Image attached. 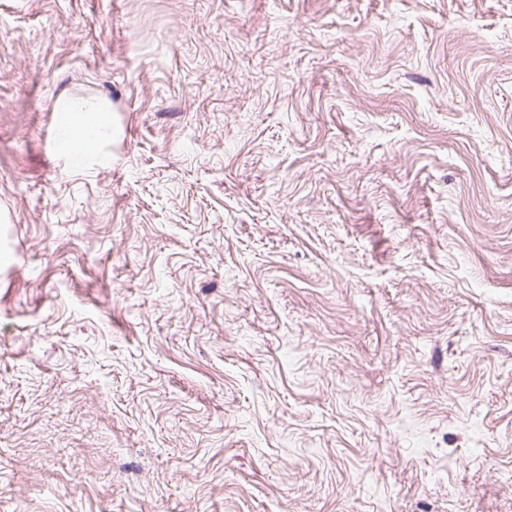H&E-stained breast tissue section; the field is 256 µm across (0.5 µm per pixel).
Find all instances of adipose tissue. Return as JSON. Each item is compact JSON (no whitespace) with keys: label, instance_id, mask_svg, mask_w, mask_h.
I'll return each mask as SVG.
<instances>
[{"label":"adipose tissue","instance_id":"1","mask_svg":"<svg viewBox=\"0 0 512 512\" xmlns=\"http://www.w3.org/2000/svg\"><path fill=\"white\" fill-rule=\"evenodd\" d=\"M68 112L71 121L69 133L72 143L85 157V166L100 165L107 157L102 144L110 136V127L105 117V104L83 98L70 97L60 104Z\"/></svg>","mask_w":512,"mask_h":512}]
</instances>
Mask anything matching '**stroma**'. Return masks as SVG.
Returning a JSON list of instances; mask_svg holds the SVG:
<instances>
[{"label": "stroma", "mask_w": 512, "mask_h": 512, "mask_svg": "<svg viewBox=\"0 0 512 512\" xmlns=\"http://www.w3.org/2000/svg\"><path fill=\"white\" fill-rule=\"evenodd\" d=\"M0 512H512V0H0ZM62 112H57L52 126V147L59 152L67 164H73L78 159V151L85 156V161L77 163L72 169L82 170L92 165H101L107 157L102 152V144L110 136V127L104 112H109L101 102L83 98L70 97L60 104ZM69 119V133L72 143L78 149L72 152L65 146L66 114ZM93 136V137H92Z\"/></svg>", "instance_id": "1"}]
</instances>
